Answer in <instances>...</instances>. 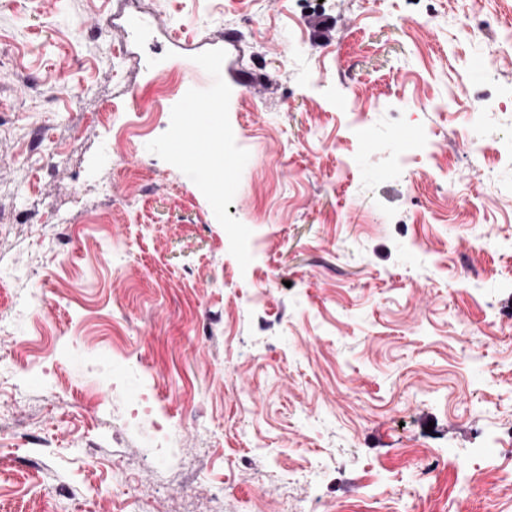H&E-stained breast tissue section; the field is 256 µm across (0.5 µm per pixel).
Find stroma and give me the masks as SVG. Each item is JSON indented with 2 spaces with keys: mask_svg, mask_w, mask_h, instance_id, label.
Listing matches in <instances>:
<instances>
[{
  "mask_svg": "<svg viewBox=\"0 0 512 512\" xmlns=\"http://www.w3.org/2000/svg\"><path fill=\"white\" fill-rule=\"evenodd\" d=\"M507 31L512 0H0V512H512V109L480 108L512 53L471 66ZM216 87L219 198L170 148ZM129 90L119 121L165 112L116 154ZM147 383L172 471L123 424Z\"/></svg>",
  "mask_w": 512,
  "mask_h": 512,
  "instance_id": "stroma-1",
  "label": "stroma"
}]
</instances>
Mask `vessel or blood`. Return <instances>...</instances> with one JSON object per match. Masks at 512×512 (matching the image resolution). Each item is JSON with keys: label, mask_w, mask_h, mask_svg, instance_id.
I'll use <instances>...</instances> for the list:
<instances>
[{"label": "vessel or blood", "mask_w": 512, "mask_h": 512, "mask_svg": "<svg viewBox=\"0 0 512 512\" xmlns=\"http://www.w3.org/2000/svg\"><path fill=\"white\" fill-rule=\"evenodd\" d=\"M221 122L217 106L205 101L193 100L182 111L181 123L192 131L190 139L173 142V150L180 154L189 168L203 172L211 183L229 187L235 165L214 155L210 150L213 131Z\"/></svg>", "instance_id": "vessel-or-blood-1"}]
</instances>
